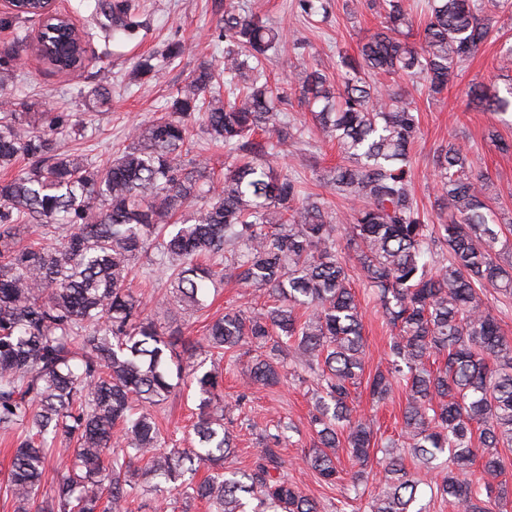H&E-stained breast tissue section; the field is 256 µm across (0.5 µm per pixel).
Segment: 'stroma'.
Segmentation results:
<instances>
[{
    "mask_svg": "<svg viewBox=\"0 0 512 512\" xmlns=\"http://www.w3.org/2000/svg\"><path fill=\"white\" fill-rule=\"evenodd\" d=\"M137 31L117 42H104L98 30L102 20L80 10L78 0H59L60 10L74 19L78 27L95 30L89 45L90 60L82 82L88 86H108L112 91L109 105L91 109L75 100L73 80L31 54L18 43V34L33 35L37 21H25L19 27L0 29V56L16 59L18 80L12 91L17 111L72 113L77 121L92 128L89 140L61 138L66 150H77L92 158L107 157L127 145L131 128L165 112L171 89L187 84L198 65L205 59H220L224 41L219 36V22L227 4L253 12L283 30L286 40L280 50L265 64L269 81H285L295 66L319 65L328 75L341 70L342 56L354 57L359 46L380 26V19L368 10L357 8L355 0H327L326 19L303 16L299 0H132ZM483 13L492 20V33L478 53L461 67L453 85L442 95L429 96L425 83L418 78L397 79L394 88L414 99L422 137L412 151L409 172L411 189L420 208L433 211L438 193L433 175L434 149L447 141H455L480 159V167L488 178L486 197L502 223L512 222V152L498 148L499 141L512 143V112L501 114L476 106L466 95L468 87L482 82L491 89L505 90L512 84V68L499 65L505 45L512 43V0H482ZM171 42L180 43L182 55L158 80H133L135 67L161 53ZM289 118L304 125L305 145L297 151H284L277 168L298 178L308 191L324 197L329 208L344 215L349 205L336 197L316 179V169L334 166L338 160L336 147L326 139L312 121L307 105L291 97ZM340 255L346 260L351 284L363 312V337L366 344L365 368L375 371L384 364V353L390 330L364 285L355 260V247L348 230L338 237ZM254 295L234 284L220 287L212 304L190 317L179 319L185 337L202 340L206 325L221 316L228 307L250 310L259 306ZM257 351L246 346L227 353L223 394L232 411L224 424L232 433L234 453L224 462L228 471L250 468L255 460L259 439L265 430L277 423L290 424L291 429L280 449L291 481L314 497L321 512H336L350 487L354 470L348 455H341L342 479L333 485L321 483L303 463L313 445L310 426L311 395L314 381L309 374L292 371L287 381L269 388L261 385L244 387L239 371ZM355 405L374 411L377 420L376 440L385 443L401 436L402 409L405 392L401 385L379 405H372L365 388L352 393ZM157 421L170 443L180 448L192 445L191 424L196 418V400L192 389L180 387L156 412Z\"/></svg>",
    "mask_w": 512,
    "mask_h": 512,
    "instance_id": "stroma-1",
    "label": "stroma"
}]
</instances>
